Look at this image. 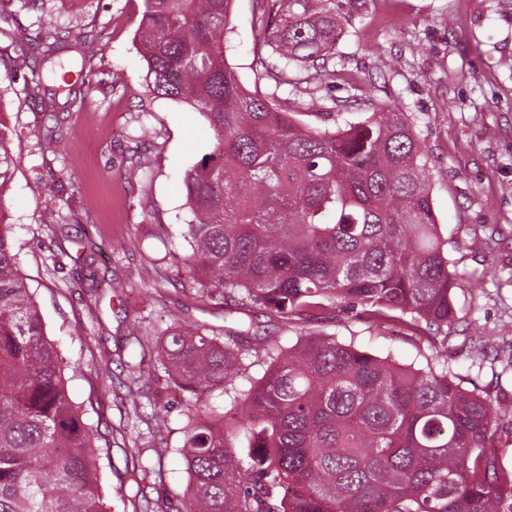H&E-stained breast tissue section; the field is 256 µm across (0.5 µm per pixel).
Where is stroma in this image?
Returning a JSON list of instances; mask_svg holds the SVG:
<instances>
[{"label":"stroma","mask_w":512,"mask_h":512,"mask_svg":"<svg viewBox=\"0 0 512 512\" xmlns=\"http://www.w3.org/2000/svg\"><path fill=\"white\" fill-rule=\"evenodd\" d=\"M144 9V0H46L38 9L13 0L0 19V73L14 75L0 115L18 166L0 213L61 350L68 391L111 443L101 465L112 512H181L185 395L168 389L160 365L138 401L125 385L140 353L157 355L152 323L224 324L222 305L177 267L191 252L183 173L212 153L214 136L195 109L150 92L134 39ZM336 10L345 23L329 64L335 78L309 84L292 67L287 85L257 80L256 0H234L224 56L247 89L274 93L278 111L300 113L313 128L386 106L407 113L430 160L433 208L459 281L448 368L491 399L512 401V0H336ZM49 16L73 36L96 28L105 45L85 77L92 92L58 105L62 134L52 141L40 103L25 92L33 50L13 36ZM134 167L142 176L126 180ZM51 206L68 216L66 234L43 224ZM88 257L122 289L92 295L81 278ZM315 329L416 368L432 356L409 332L373 326L349 308ZM158 407L168 419L161 433Z\"/></svg>","instance_id":"1"}]
</instances>
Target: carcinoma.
Here are the masks:
<instances>
[{"label":"carcinoma","instance_id":"1","mask_svg":"<svg viewBox=\"0 0 512 512\" xmlns=\"http://www.w3.org/2000/svg\"><path fill=\"white\" fill-rule=\"evenodd\" d=\"M233 2L145 0L136 32L150 91L192 106L215 138L183 176L194 220L181 263L232 324L154 331L161 365L189 394L185 512H512V467L490 451L512 401L463 387L440 362L457 280L411 123L384 108L316 130L277 111L273 94L244 88L224 59ZM260 2L257 79L278 88L290 65L329 75L343 31L336 0ZM18 39L36 46L41 68L63 49L50 21ZM77 42L82 74L102 33ZM15 167L0 119V197ZM239 306L305 324L357 306L371 325L419 337L432 362L415 369L323 334L284 346L233 321ZM217 384L237 407L229 417L201 412L198 395ZM83 414L20 272L12 225L0 223V512H111L99 433Z\"/></svg>","mask_w":512,"mask_h":512}]
</instances>
